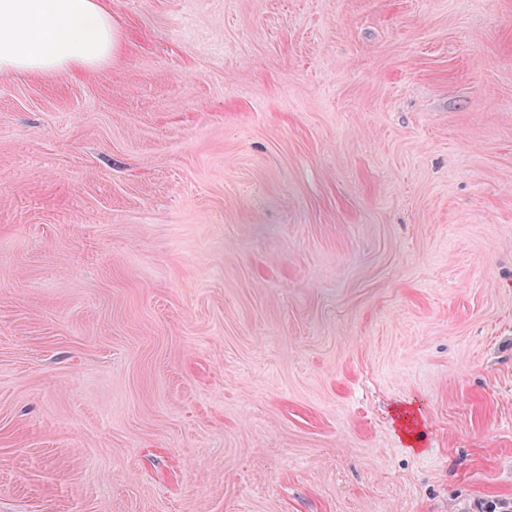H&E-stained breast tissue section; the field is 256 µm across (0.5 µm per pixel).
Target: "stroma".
I'll use <instances>...</instances> for the list:
<instances>
[{
    "mask_svg": "<svg viewBox=\"0 0 512 512\" xmlns=\"http://www.w3.org/2000/svg\"><path fill=\"white\" fill-rule=\"evenodd\" d=\"M0 74V512H512V0H102ZM101 0H0V73L85 70L112 59L118 32Z\"/></svg>",
    "mask_w": 512,
    "mask_h": 512,
    "instance_id": "obj_1",
    "label": "stroma"
}]
</instances>
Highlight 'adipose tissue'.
<instances>
[{
	"label": "adipose tissue",
	"mask_w": 512,
	"mask_h": 512,
	"mask_svg": "<svg viewBox=\"0 0 512 512\" xmlns=\"http://www.w3.org/2000/svg\"><path fill=\"white\" fill-rule=\"evenodd\" d=\"M117 46L100 0H0V73L91 69Z\"/></svg>",
	"instance_id": "adipose-tissue-1"
}]
</instances>
